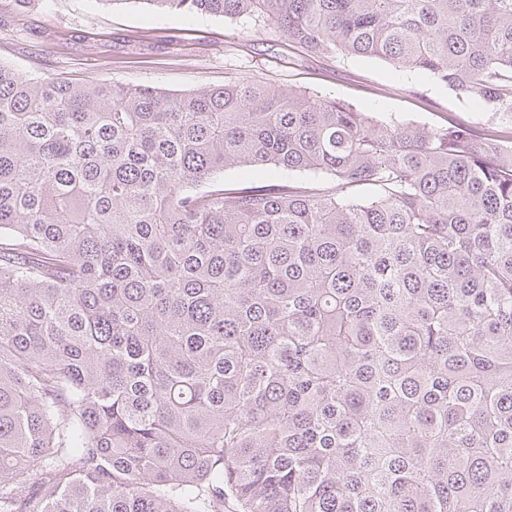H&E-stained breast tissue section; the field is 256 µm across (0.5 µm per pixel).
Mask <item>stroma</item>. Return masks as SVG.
<instances>
[{
	"mask_svg": "<svg viewBox=\"0 0 512 512\" xmlns=\"http://www.w3.org/2000/svg\"><path fill=\"white\" fill-rule=\"evenodd\" d=\"M0 61L29 78L121 82L186 92L226 77L263 80L353 105L384 121L455 122L512 138V115L457 96L422 72L378 58H310L289 50L282 33L253 16L224 19L163 13L145 0H52L17 15L0 0ZM308 172L237 168L224 186L308 183Z\"/></svg>",
	"mask_w": 512,
	"mask_h": 512,
	"instance_id": "obj_1",
	"label": "stroma"
}]
</instances>
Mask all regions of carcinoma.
I'll return each mask as SVG.
<instances>
[{"label":"carcinoma","mask_w":512,"mask_h":512,"mask_svg":"<svg viewBox=\"0 0 512 512\" xmlns=\"http://www.w3.org/2000/svg\"><path fill=\"white\" fill-rule=\"evenodd\" d=\"M148 2L512 112V0ZM0 512H512V151L0 62ZM317 178L308 172H282L270 174L264 169L237 168L224 171V188L232 189L244 185H269L314 182Z\"/></svg>","instance_id":"1"}]
</instances>
